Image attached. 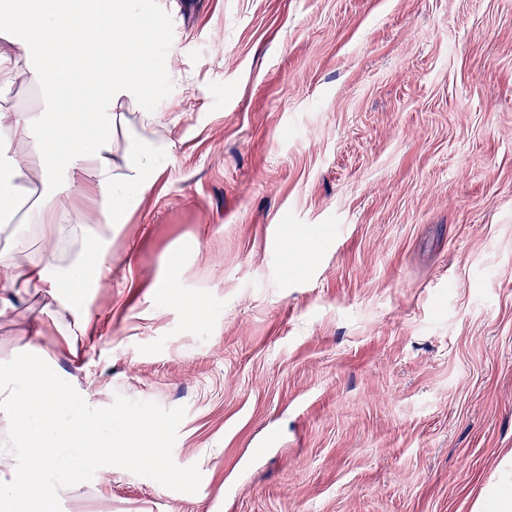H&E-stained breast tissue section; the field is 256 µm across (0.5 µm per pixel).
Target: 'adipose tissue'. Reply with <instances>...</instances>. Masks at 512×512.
I'll list each match as a JSON object with an SVG mask.
<instances>
[{
  "mask_svg": "<svg viewBox=\"0 0 512 512\" xmlns=\"http://www.w3.org/2000/svg\"><path fill=\"white\" fill-rule=\"evenodd\" d=\"M0 18V96L27 76L43 100L36 110L0 113V214L34 180L42 191L27 223L50 240L69 224L90 243L65 263L56 249L29 250L18 228L0 226V308L31 288L46 293L53 322L75 317L85 326L91 317L76 314L71 294L110 274L113 232L173 157V141L140 130L163 126V113L144 112L137 126L125 113L162 78L147 48L154 23L129 12L127 0H0ZM19 145L26 159L15 155ZM57 182L78 193L92 188L94 214L57 212L48 195Z\"/></svg>",
  "mask_w": 512,
  "mask_h": 512,
  "instance_id": "adipose-tissue-1",
  "label": "adipose tissue"
}]
</instances>
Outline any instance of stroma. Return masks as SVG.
Listing matches in <instances>:
<instances>
[{"label": "stroma", "mask_w": 512, "mask_h": 512, "mask_svg": "<svg viewBox=\"0 0 512 512\" xmlns=\"http://www.w3.org/2000/svg\"><path fill=\"white\" fill-rule=\"evenodd\" d=\"M177 49L174 158L66 340L91 400L185 408L197 492L118 469L61 512H512V0H132ZM203 301L190 320L182 299Z\"/></svg>", "instance_id": "1"}]
</instances>
